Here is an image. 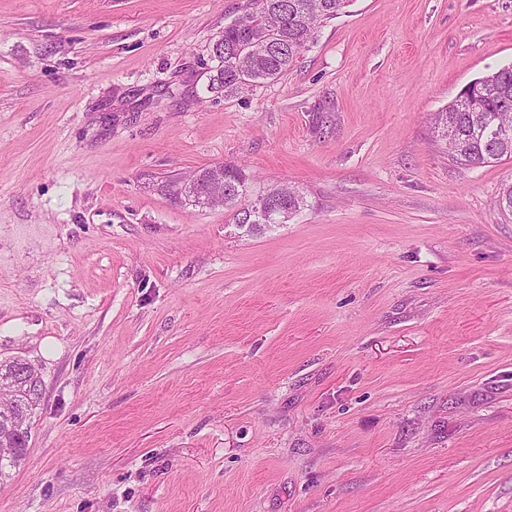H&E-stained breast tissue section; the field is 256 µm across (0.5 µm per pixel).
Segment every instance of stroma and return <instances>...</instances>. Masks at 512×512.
Masks as SVG:
<instances>
[{
    "label": "stroma",
    "instance_id": "obj_1",
    "mask_svg": "<svg viewBox=\"0 0 512 512\" xmlns=\"http://www.w3.org/2000/svg\"><path fill=\"white\" fill-rule=\"evenodd\" d=\"M247 0H0V361L38 368L0 512H512V160L432 118L512 0H349L208 91ZM225 163L288 223L160 185ZM262 196L265 201L273 207V209H266L257 213L255 216L256 221L253 223L255 226L250 229H254V227L261 224H276L274 223V216L272 214L274 207H279L280 205L284 207L288 206V209L298 211L301 206L304 205L303 197L300 193L294 187H290L288 185L271 188Z\"/></svg>",
    "mask_w": 512,
    "mask_h": 512
}]
</instances>
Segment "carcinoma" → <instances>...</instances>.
Returning a JSON list of instances; mask_svg holds the SVG:
<instances>
[{"label": "carcinoma", "mask_w": 512, "mask_h": 512, "mask_svg": "<svg viewBox=\"0 0 512 512\" xmlns=\"http://www.w3.org/2000/svg\"><path fill=\"white\" fill-rule=\"evenodd\" d=\"M347 0H249L245 15L224 26L212 47L208 89L237 93L273 81L297 61L319 24L336 17ZM473 89L434 117L435 129L451 156L465 166L497 163L512 158V134L498 137L497 129H512V66L472 82ZM224 181L237 185L224 195V207L240 216L249 176L236 166H224ZM272 207L299 210L303 197L293 187L276 186L263 194ZM17 362H0V378L13 382L12 404L0 406V476L18 466L27 454L29 438L8 428L9 412H32L39 400L30 396L32 376L17 377Z\"/></svg>", "instance_id": "carcinoma-1"}]
</instances>
